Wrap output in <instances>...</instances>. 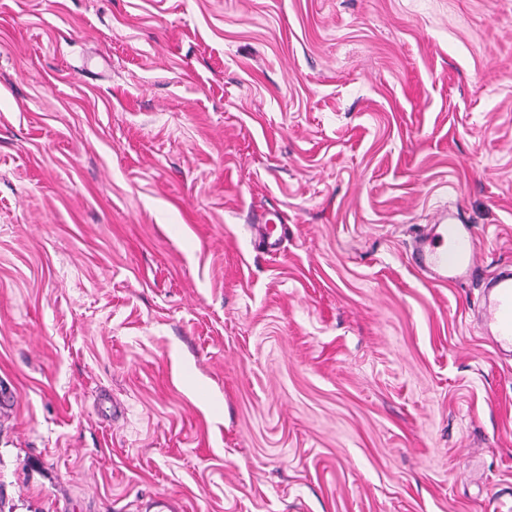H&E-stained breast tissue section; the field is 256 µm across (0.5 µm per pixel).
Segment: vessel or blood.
Wrapping results in <instances>:
<instances>
[{"instance_id":"b4317fda","label":"vessel or blood","mask_w":512,"mask_h":512,"mask_svg":"<svg viewBox=\"0 0 512 512\" xmlns=\"http://www.w3.org/2000/svg\"><path fill=\"white\" fill-rule=\"evenodd\" d=\"M480 234L471 224L439 218L419 238L414 259L422 274L439 282L462 283L477 273ZM480 324L492 344L512 351V268H502L485 286Z\"/></svg>"}]
</instances>
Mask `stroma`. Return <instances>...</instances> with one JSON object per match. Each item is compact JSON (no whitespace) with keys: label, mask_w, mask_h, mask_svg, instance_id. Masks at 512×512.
I'll return each instance as SVG.
<instances>
[{"label":"stroma","mask_w":512,"mask_h":512,"mask_svg":"<svg viewBox=\"0 0 512 512\" xmlns=\"http://www.w3.org/2000/svg\"><path fill=\"white\" fill-rule=\"evenodd\" d=\"M506 262L512 0H0V512H512ZM425 227L414 259L421 273L439 282L463 283L477 274L480 234L471 224H457L444 213ZM484 291L481 327L497 349L512 352V268H502Z\"/></svg>","instance_id":"stroma-1"}]
</instances>
